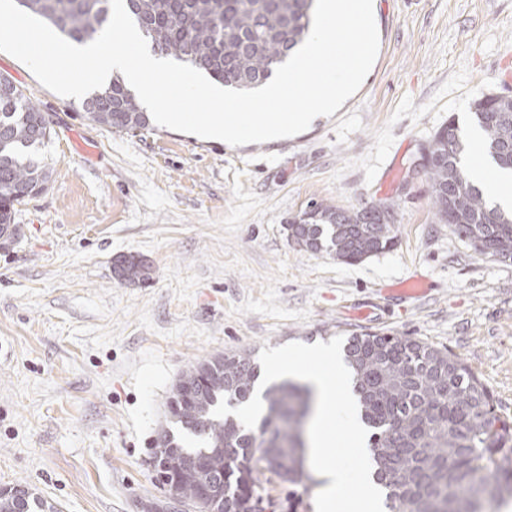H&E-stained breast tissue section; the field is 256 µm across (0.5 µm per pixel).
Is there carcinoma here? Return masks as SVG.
Wrapping results in <instances>:
<instances>
[{"mask_svg":"<svg viewBox=\"0 0 512 512\" xmlns=\"http://www.w3.org/2000/svg\"><path fill=\"white\" fill-rule=\"evenodd\" d=\"M67 38L83 43L110 19V0H17ZM315 0H138L130 9L161 54L187 63L226 87L255 89L272 76L309 34ZM0 239L15 223L17 206L47 183L37 152L51 135L41 109L0 74ZM129 89L114 79L95 91L83 110L117 132L148 124L143 112L119 103ZM488 151L512 169V98L489 96L474 104ZM458 126L450 120L428 149L425 175L436 214L462 240L501 261H512V212L492 205L470 182L461 163ZM381 204L343 209L313 203L308 218L287 224L288 239L314 252L357 262L395 245L394 225L380 222ZM345 360L369 426L370 449L386 490L389 512H481L490 490L512 496V427L496 413L493 397L461 358L407 336L357 334ZM258 378L251 356L220 353L189 365L173 386L170 414L197 439L180 444L170 430L158 434L153 460L175 472L199 454L209 466L182 483L191 502L199 485L217 488L216 512H264L265 473L303 480L304 419L308 388L293 383L266 388L267 413L259 433L217 413L222 403L249 400ZM0 512H56L31 489L18 499L0 495Z\"/></svg>","mask_w":512,"mask_h":512,"instance_id":"1","label":"carcinoma"}]
</instances>
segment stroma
<instances>
[{
	"mask_svg": "<svg viewBox=\"0 0 512 512\" xmlns=\"http://www.w3.org/2000/svg\"><path fill=\"white\" fill-rule=\"evenodd\" d=\"M377 59L359 91L293 137L233 147L149 123L116 133L0 52V74L50 120L47 188L0 244V488L58 512H146L178 375L217 353L343 349L391 333L458 355L512 423V261L438 220L417 162L475 101L512 97V0H373ZM392 205L397 242L348 264L301 249L308 205ZM152 267L119 281L115 259ZM416 278L418 298L394 294ZM316 482L265 486L316 512Z\"/></svg>",
	"mask_w": 512,
	"mask_h": 512,
	"instance_id": "obj_1",
	"label": "stroma"
}]
</instances>
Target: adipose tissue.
<instances>
[{"label": "adipose tissue", "instance_id": "ef3b65f1", "mask_svg": "<svg viewBox=\"0 0 512 512\" xmlns=\"http://www.w3.org/2000/svg\"><path fill=\"white\" fill-rule=\"evenodd\" d=\"M467 173L473 184L488 188L498 204L512 208V171L493 170L487 159L481 157L470 162ZM315 357L330 361L334 354L320 350L313 355H279L269 362L267 374L273 379L301 381L314 391L316 409L310 421L308 466L319 482L317 506L320 512H334L341 487L350 481L358 487L359 503L371 512L380 501L381 486L371 465L370 451L366 446V427L352 394L350 377L341 368L332 376L320 371L311 363ZM330 415L336 416L344 426L351 459L338 457L332 452L335 441L326 422Z\"/></svg>", "mask_w": 512, "mask_h": 512}]
</instances>
